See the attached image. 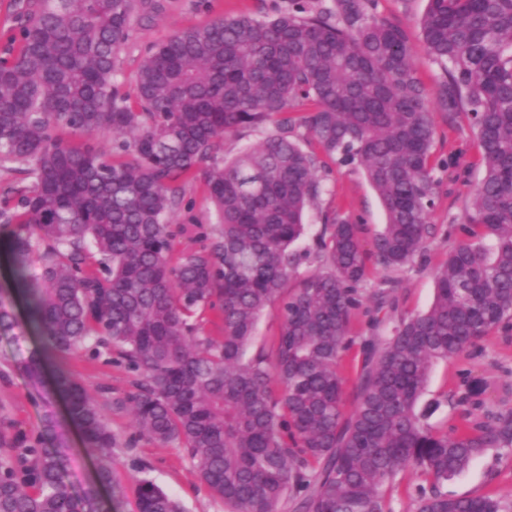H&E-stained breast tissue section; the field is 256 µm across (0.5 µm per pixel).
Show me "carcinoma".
I'll return each mask as SVG.
<instances>
[{"label": "carcinoma", "mask_w": 512, "mask_h": 512, "mask_svg": "<svg viewBox=\"0 0 512 512\" xmlns=\"http://www.w3.org/2000/svg\"><path fill=\"white\" fill-rule=\"evenodd\" d=\"M143 4L23 0L0 59V171L27 180L0 193V227L10 229L14 291L41 334L23 369L42 385L48 357L85 350L133 377L107 405L56 372L50 392L67 401L95 479L74 489L48 420L6 442L0 512H90L122 447L111 410L130 411L156 446L180 448L226 512H279L288 501L297 512H391L410 472L429 483L413 512H509L496 493L444 486L487 449L512 451V408L476 399L482 383L467 369L446 396L452 424L430 425L432 405L419 399L435 362L512 328V0H428L421 20L444 72L436 104L450 118L467 112L484 166L448 229L423 314L398 313L392 294L425 257L436 170L458 153L432 161L405 30L377 14V0H288L274 18L222 16L151 46L128 88L120 52ZM299 104L322 153L362 167L382 201L386 224L369 251L364 225L334 213L301 245L304 211L324 186L293 134ZM267 123L259 146L224 157V137ZM61 130L109 133L111 147ZM197 179L217 223L170 224ZM371 257L385 272L375 288ZM311 264L321 270L300 275ZM271 305L281 322L273 351L251 353ZM361 310L373 330L387 311L388 334L352 335ZM206 314L220 335L202 333ZM356 344L363 369L347 414L342 362ZM137 509L182 512L147 478Z\"/></svg>", "instance_id": "1"}]
</instances>
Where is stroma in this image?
Wrapping results in <instances>:
<instances>
[{"mask_svg":"<svg viewBox=\"0 0 512 512\" xmlns=\"http://www.w3.org/2000/svg\"><path fill=\"white\" fill-rule=\"evenodd\" d=\"M160 9L133 17V36L120 53V78L133 84L138 68L149 46L168 39L176 32L200 25L219 16L250 15L273 17L283 10L288 0H157ZM428 0H378L380 16L398 23L406 32L411 47L416 76L428 94H435L439 67L425 54L420 20ZM435 128L432 147L434 161L457 153V165L450 171H439L442 183L429 221L438 232L428 244V260L424 265L400 275L401 284L393 294L400 310L419 313L429 309L434 298V269L445 258L449 246L444 232L448 225L459 223L470 184L483 176L480 151L466 116L449 120L447 113L431 107ZM318 174L327 186L320 208L309 209L305 222L311 230L321 224V210H328L352 222L365 225L367 234L380 231L386 222L379 197L361 168L340 167L328 158H320ZM13 265L10 254L0 253V304L16 318L11 330L0 331V435L9 437L40 432L47 415H54L56 432L71 450L70 475L76 488H83L92 478L94 466L80 451L81 434L67 418L63 402L49 393L47 386L33 384L23 364L38 344L37 332L30 325L23 303L11 291ZM484 351L470 364L473 377L485 384L483 399L512 408V339L494 334L483 340ZM64 365L83 382L87 392L97 401L124 393L131 377L125 369L104 359H91L77 351L62 359H50L48 370ZM455 363L436 362L430 373L425 399L439 401L430 421L444 425L451 409L443 398L454 385ZM112 430L122 446L115 449L114 480L111 489L101 490L99 504L112 512H136V485L148 478L178 499L184 512H224L178 448L156 447L139 436L131 414L111 413ZM448 494L455 496L497 493L512 499V454L491 449L476 459L465 471L448 481Z\"/></svg>","mask_w":512,"mask_h":512,"instance_id":"35a3bbf8","label":"stroma"}]
</instances>
